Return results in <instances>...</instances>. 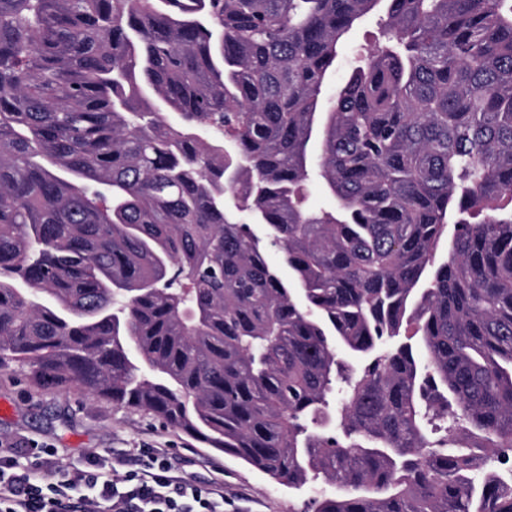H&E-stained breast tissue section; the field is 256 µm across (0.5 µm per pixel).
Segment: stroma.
<instances>
[{
  "label": "stroma",
  "mask_w": 512,
  "mask_h": 512,
  "mask_svg": "<svg viewBox=\"0 0 512 512\" xmlns=\"http://www.w3.org/2000/svg\"><path fill=\"white\" fill-rule=\"evenodd\" d=\"M0 445L19 463L36 469L41 482L56 481L63 470L82 465L90 454L141 467L143 451L159 448L175 460L179 476L224 488V512H302L311 489L279 485L241 460L206 447L151 414L112 405L72 388L36 382L28 368L0 366ZM44 446L51 466L37 467L28 450Z\"/></svg>",
  "instance_id": "35a3bbf8"
}]
</instances>
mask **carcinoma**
Returning a JSON list of instances; mask_svg holds the SVG:
<instances>
[{"mask_svg": "<svg viewBox=\"0 0 512 512\" xmlns=\"http://www.w3.org/2000/svg\"><path fill=\"white\" fill-rule=\"evenodd\" d=\"M5 363L313 512H512V0H0ZM368 31H375L374 27L370 25L360 26L356 31L352 34L351 39L349 40V49L347 54L342 61L340 67L330 76L329 84L327 86V92L329 94L336 92L343 83L346 75V70L353 56L355 55L356 50L359 48L361 44L366 43L370 35H372Z\"/></svg>", "mask_w": 512, "mask_h": 512, "instance_id": "1", "label": "carcinoma"}]
</instances>
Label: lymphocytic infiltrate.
<instances>
[{
  "mask_svg": "<svg viewBox=\"0 0 512 512\" xmlns=\"http://www.w3.org/2000/svg\"><path fill=\"white\" fill-rule=\"evenodd\" d=\"M43 484L14 460L0 456V512H223L224 491L199 488L176 476L171 459L151 451L145 468L118 474L107 459L89 456Z\"/></svg>",
  "mask_w": 512,
  "mask_h": 512,
  "instance_id": "obj_1",
  "label": "lymphocytic infiltrate"
}]
</instances>
